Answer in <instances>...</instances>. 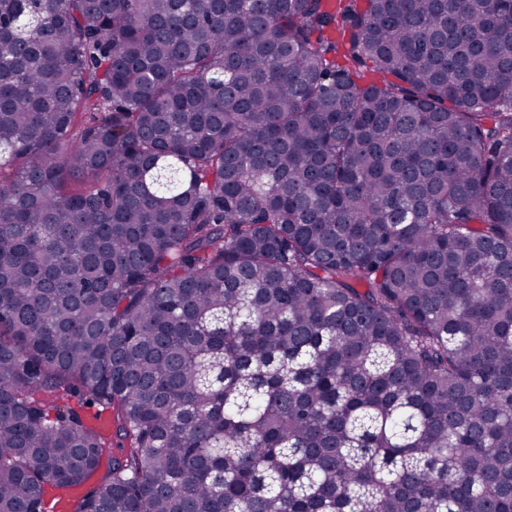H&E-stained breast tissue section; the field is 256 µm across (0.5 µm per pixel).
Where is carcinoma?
Masks as SVG:
<instances>
[{
  "instance_id": "cac0c4a2",
  "label": "carcinoma",
  "mask_w": 512,
  "mask_h": 512,
  "mask_svg": "<svg viewBox=\"0 0 512 512\" xmlns=\"http://www.w3.org/2000/svg\"><path fill=\"white\" fill-rule=\"evenodd\" d=\"M327 2L0 0V512H512V0ZM52 402L60 406L61 411L66 415L76 416L88 426H101L106 429L108 427L110 428L108 436L111 438L112 447L109 448L108 454L103 458L100 468L93 474V476H91L82 486L73 490L74 495L71 501V506L69 511H67L71 512L75 507L76 500L80 496L91 491L108 475V457L111 459L112 457H119L124 453V450H121L120 446L123 445L124 448H127V442L117 433V426L115 422L116 413L115 411H112V409L107 411V416L104 420H96L94 418V414L97 412L98 406L91 404L88 397L79 392H70L57 399L53 397Z\"/></svg>"
}]
</instances>
